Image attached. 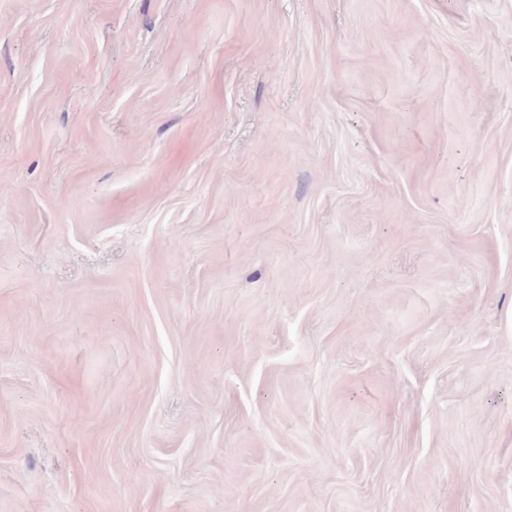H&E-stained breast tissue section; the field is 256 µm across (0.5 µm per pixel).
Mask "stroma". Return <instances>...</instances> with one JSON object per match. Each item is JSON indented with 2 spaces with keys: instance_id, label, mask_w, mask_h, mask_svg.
I'll list each match as a JSON object with an SVG mask.
<instances>
[{
  "instance_id": "35a3bbf8",
  "label": "stroma",
  "mask_w": 512,
  "mask_h": 512,
  "mask_svg": "<svg viewBox=\"0 0 512 512\" xmlns=\"http://www.w3.org/2000/svg\"><path fill=\"white\" fill-rule=\"evenodd\" d=\"M0 512H512V0H0Z\"/></svg>"
}]
</instances>
